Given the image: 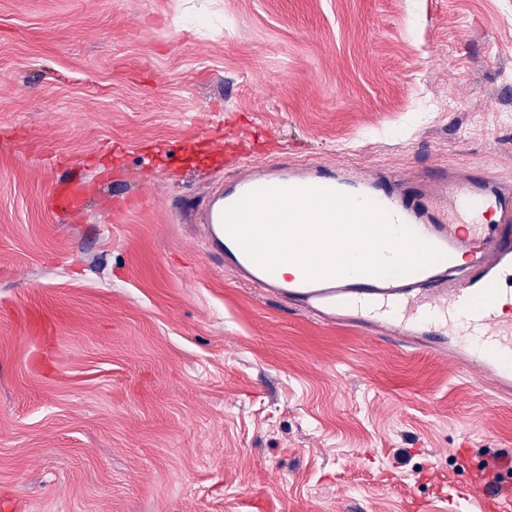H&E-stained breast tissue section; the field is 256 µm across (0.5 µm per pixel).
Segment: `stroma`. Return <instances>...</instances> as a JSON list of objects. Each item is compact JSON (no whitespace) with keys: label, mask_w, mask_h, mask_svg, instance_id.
<instances>
[{"label":"stroma","mask_w":512,"mask_h":512,"mask_svg":"<svg viewBox=\"0 0 512 512\" xmlns=\"http://www.w3.org/2000/svg\"><path fill=\"white\" fill-rule=\"evenodd\" d=\"M283 143L511 185L512 0H0V512H449L512 441L456 364L213 260L202 211Z\"/></svg>","instance_id":"obj_1"}]
</instances>
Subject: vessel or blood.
<instances>
[{"mask_svg":"<svg viewBox=\"0 0 512 512\" xmlns=\"http://www.w3.org/2000/svg\"><path fill=\"white\" fill-rule=\"evenodd\" d=\"M264 188L332 189L366 196L445 254L443 261L402 277L348 274L322 279L286 276L251 260L222 223L225 208ZM215 258L242 282L326 321L365 328L400 345L453 357L464 374L512 394V319L498 304L512 274V189L484 173L431 182L398 194L361 172L351 176L320 166L258 169L226 184L203 216ZM458 498L479 512H512V449L483 455Z\"/></svg>","mask_w":512,"mask_h":512,"instance_id":"obj_1","label":"vessel or blood"}]
</instances>
